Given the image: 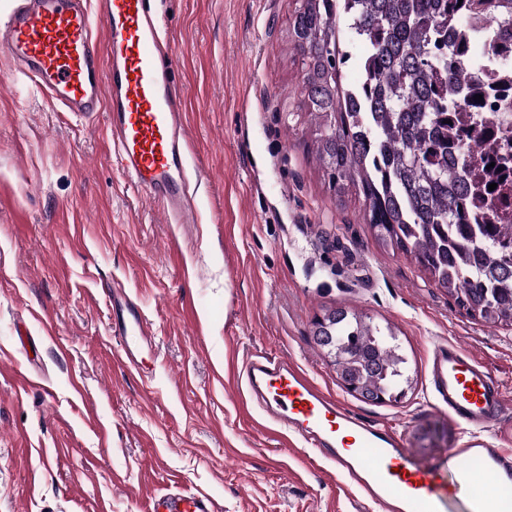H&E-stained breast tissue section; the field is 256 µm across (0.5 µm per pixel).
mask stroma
Here are the masks:
<instances>
[{"mask_svg":"<svg viewBox=\"0 0 512 512\" xmlns=\"http://www.w3.org/2000/svg\"><path fill=\"white\" fill-rule=\"evenodd\" d=\"M301 0H152L179 55L195 224L167 223L109 159L105 116L48 100L0 45V512H146L183 489L220 512H377L247 399L244 361L292 360L422 462L469 430L432 403L435 343L474 353L512 397V328L461 313L337 201L301 104ZM154 333L123 360L109 289ZM343 305L389 322L414 383L365 403L313 323Z\"/></svg>","mask_w":512,"mask_h":512,"instance_id":"1","label":"stroma"}]
</instances>
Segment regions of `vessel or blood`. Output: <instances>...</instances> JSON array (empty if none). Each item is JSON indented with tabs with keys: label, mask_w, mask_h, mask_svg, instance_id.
Segmentation results:
<instances>
[{
	"label": "vessel or blood",
	"mask_w": 512,
	"mask_h": 512,
	"mask_svg": "<svg viewBox=\"0 0 512 512\" xmlns=\"http://www.w3.org/2000/svg\"><path fill=\"white\" fill-rule=\"evenodd\" d=\"M17 0L0 24L12 61L44 95L73 113L106 112L107 136L124 174L171 223L193 224L186 159L190 134L176 81L179 58L161 49V20L149 0ZM103 40H96L95 28ZM112 299L129 314L118 334L130 339L124 355L137 364L135 346L151 347L153 332L125 292ZM252 402L264 416L344 474L382 512H449L466 488V512H512V454L493 448L480 430L506 416V395L490 370L461 346L435 344L429 372L433 399L453 421L471 429L452 449L454 469L415 460L394 429L347 411L291 360L255 355L244 365ZM483 474L496 489H476ZM148 512H217L205 495L184 491L151 498Z\"/></svg>",
	"instance_id": "1"
}]
</instances>
